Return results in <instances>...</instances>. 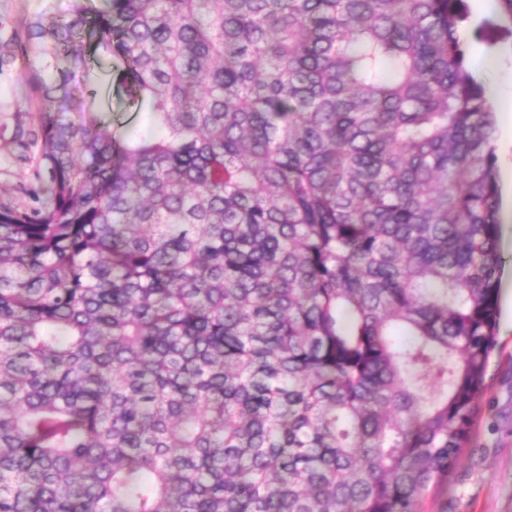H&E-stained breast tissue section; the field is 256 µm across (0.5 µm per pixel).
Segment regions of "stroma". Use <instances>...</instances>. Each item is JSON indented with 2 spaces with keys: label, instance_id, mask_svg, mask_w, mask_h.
Here are the masks:
<instances>
[{
  "label": "stroma",
  "instance_id": "obj_1",
  "mask_svg": "<svg viewBox=\"0 0 512 512\" xmlns=\"http://www.w3.org/2000/svg\"><path fill=\"white\" fill-rule=\"evenodd\" d=\"M96 69L103 120L128 127L141 122L142 113L129 108L117 91L111 56L100 54ZM21 73L17 64L0 73V204L31 210L43 198V183L28 160L34 114L18 92ZM498 342L501 349L488 364V389L479 401L472 441L438 501L448 512H512V325L499 322Z\"/></svg>",
  "mask_w": 512,
  "mask_h": 512
}]
</instances>
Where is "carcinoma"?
<instances>
[{
    "instance_id": "carcinoma-1",
    "label": "carcinoma",
    "mask_w": 512,
    "mask_h": 512,
    "mask_svg": "<svg viewBox=\"0 0 512 512\" xmlns=\"http://www.w3.org/2000/svg\"><path fill=\"white\" fill-rule=\"evenodd\" d=\"M42 0L0 206V512H426L498 349L463 0ZM112 56L144 129L99 113ZM22 67L18 61L0 73V204L33 210L43 198V182L34 176L27 133L34 112L18 93Z\"/></svg>"
}]
</instances>
